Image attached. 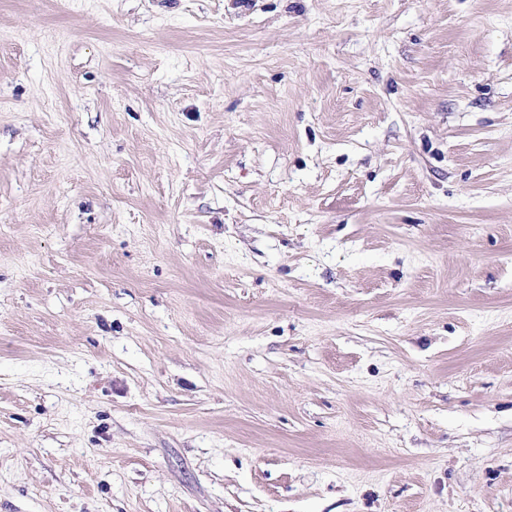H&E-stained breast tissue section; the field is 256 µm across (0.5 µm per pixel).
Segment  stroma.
Wrapping results in <instances>:
<instances>
[{
	"instance_id": "1",
	"label": "stroma",
	"mask_w": 512,
	"mask_h": 512,
	"mask_svg": "<svg viewBox=\"0 0 512 512\" xmlns=\"http://www.w3.org/2000/svg\"><path fill=\"white\" fill-rule=\"evenodd\" d=\"M0 512H512V0H0Z\"/></svg>"
}]
</instances>
